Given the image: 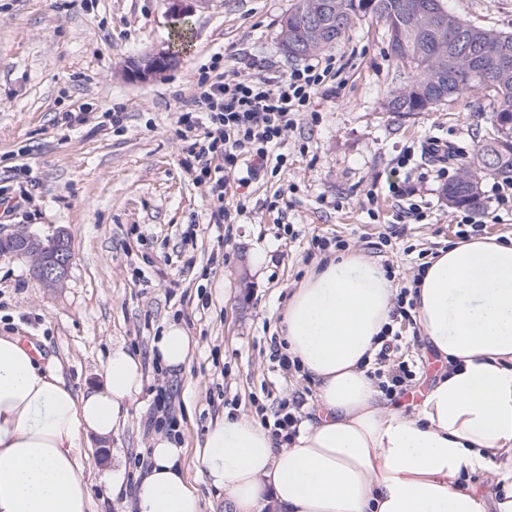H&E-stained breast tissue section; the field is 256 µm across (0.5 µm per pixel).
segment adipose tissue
Instances as JSON below:
<instances>
[{"mask_svg": "<svg viewBox=\"0 0 512 512\" xmlns=\"http://www.w3.org/2000/svg\"><path fill=\"white\" fill-rule=\"evenodd\" d=\"M396 290L348 253L309 272L283 313L284 343L317 389V411L290 442L233 414L208 427L201 464L226 512H512V241L463 239L440 251L411 296L425 343L450 362L405 412L381 404L366 365L392 322ZM186 331L170 326L152 352L184 366ZM143 384L139 358L115 348L103 385L73 389L56 361L0 336V512H92L88 436L107 440ZM186 450L155 433L135 512H203ZM489 474L503 495L460 485Z\"/></svg>", "mask_w": 512, "mask_h": 512, "instance_id": "adipose-tissue-1", "label": "adipose tissue"}]
</instances>
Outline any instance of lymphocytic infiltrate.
Here are the masks:
<instances>
[{
	"label": "lymphocytic infiltrate",
	"mask_w": 512,
	"mask_h": 512,
	"mask_svg": "<svg viewBox=\"0 0 512 512\" xmlns=\"http://www.w3.org/2000/svg\"><path fill=\"white\" fill-rule=\"evenodd\" d=\"M335 65L328 55L285 75L251 80L226 73L215 62L203 72L197 94L182 105L179 123L189 142L183 164L218 203L211 213L215 226L231 223L232 211L245 208L241 200L231 209L222 204L230 187L228 173L243 171L253 180L281 165L286 133L303 121L313 96L333 78ZM395 339V334H383L373 360L372 374L389 395L406 391L414 377L408 362L390 365Z\"/></svg>",
	"instance_id": "f902f5d3"
}]
</instances>
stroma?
<instances>
[{"label":"stroma","instance_id":"35a3bbf8","mask_svg":"<svg viewBox=\"0 0 512 512\" xmlns=\"http://www.w3.org/2000/svg\"><path fill=\"white\" fill-rule=\"evenodd\" d=\"M294 2L193 0L182 18L169 0H0V175L12 173L10 192L26 197L7 229L44 239L66 232L73 253L58 288L33 278L30 258L0 259V336L32 340L77 389L103 382L115 347L142 363L129 422L112 439L90 441L94 512H124L102 474L121 469L124 487H132L166 416L188 449L185 465L201 483L204 512H224L194 454L208 424L227 412L273 424L279 402L295 393L305 399L304 415L315 412L313 384L271 357L293 288L328 257L312 238H338L392 267L399 288L458 240L445 181L428 182L418 219L386 187L402 150L433 137L454 149L449 171L472 159L494 104L471 90L426 112L385 111L397 63L382 24L368 17L331 47L336 91L313 97L312 118L287 136L283 165L245 188L234 223L210 225L214 203L180 163L187 142L179 108L213 55L221 68L253 78L269 66L283 74L298 66L278 42L279 21ZM446 3L472 24L512 31V0ZM184 20L192 38L178 63L154 80L126 79L127 61L166 48ZM116 103L129 114L118 132H73L63 123L77 107L99 112ZM494 183L483 179L486 196L473 215L484 234L511 240L512 210L487 196ZM189 227L197 232L191 251L182 243ZM172 324L195 342L179 371L151 355L153 340ZM401 332L400 351L416 372L412 393L425 391L441 363L425 352L416 325Z\"/></svg>","mask_w":512,"mask_h":512}]
</instances>
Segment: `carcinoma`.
Returning <instances> with one entry per match:
<instances>
[{"mask_svg":"<svg viewBox=\"0 0 512 512\" xmlns=\"http://www.w3.org/2000/svg\"><path fill=\"white\" fill-rule=\"evenodd\" d=\"M406 0H296L279 24L297 32L303 38L308 25L319 20L327 32L326 41L314 45L306 55H313L335 45L355 20L366 15L381 22L385 29L388 46L399 67V86L388 91L384 108L389 112H421L425 108L423 99L416 96V88L427 84L440 65L439 56L431 43L435 42L436 29L423 17L410 19L404 13ZM457 54L461 63L457 70L446 76L436 95L448 101L462 92L479 89L497 102L493 110L491 125H496L505 112L512 113V78L504 84L494 83L495 65L503 52L512 56V32L466 23L456 33ZM480 61L482 70L473 73L466 69L467 58ZM490 167L500 175L512 178V146L502 149L490 162ZM486 173L461 163L451 185L460 186L476 182Z\"/></svg>","mask_w":512,"mask_h":512,"instance_id":"1","label":"carcinoma"}]
</instances>
